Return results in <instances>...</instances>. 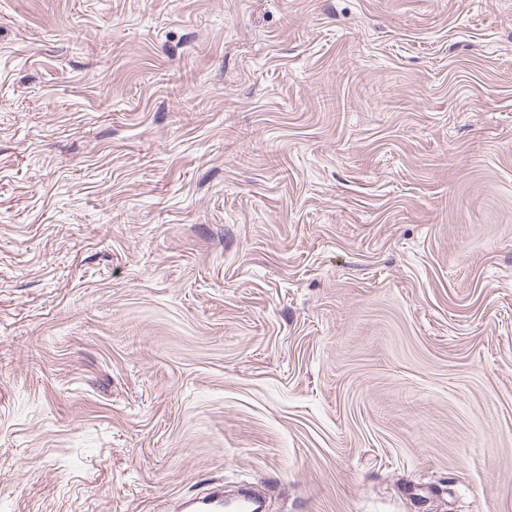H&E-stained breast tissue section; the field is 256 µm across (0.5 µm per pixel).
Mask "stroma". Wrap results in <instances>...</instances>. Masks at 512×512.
Instances as JSON below:
<instances>
[{"mask_svg":"<svg viewBox=\"0 0 512 512\" xmlns=\"http://www.w3.org/2000/svg\"><path fill=\"white\" fill-rule=\"evenodd\" d=\"M512 512V0H0V512Z\"/></svg>","mask_w":512,"mask_h":512,"instance_id":"1","label":"stroma"}]
</instances>
